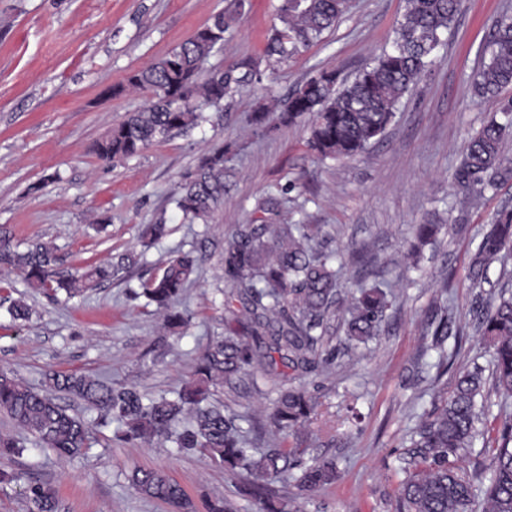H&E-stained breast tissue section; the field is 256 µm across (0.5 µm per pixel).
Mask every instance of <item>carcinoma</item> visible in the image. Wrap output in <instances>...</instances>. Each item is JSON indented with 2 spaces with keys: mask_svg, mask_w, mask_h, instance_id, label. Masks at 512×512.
Here are the masks:
<instances>
[{
  "mask_svg": "<svg viewBox=\"0 0 512 512\" xmlns=\"http://www.w3.org/2000/svg\"><path fill=\"white\" fill-rule=\"evenodd\" d=\"M393 44L363 66L350 83L339 82L334 70H317L299 85L280 116L284 124L311 117L309 146L322 159L349 160L380 140L396 118L402 99L435 66L443 37L451 30L461 0H404ZM234 10L219 13L157 62L132 70L126 87L147 92L151 100L129 112L93 147L94 154L110 161L137 155L173 133L196 125L207 107L217 106L235 87L253 81L254 69L206 73L203 66L235 20ZM348 9V0H280L279 24L268 33L266 61L278 64L317 44L336 26ZM488 61L474 73L476 96L497 101L482 126L473 132L453 173L457 193L476 203L487 190L512 182V157L503 145L512 137V98L500 99L512 85V15L494 23L486 49ZM224 150L207 156L184 176L175 197L176 207L189 221L207 222L224 202ZM440 230L438 224H419L408 256L418 265L423 248ZM319 227L313 224H243L224 241V335L206 346L196 366L173 396H146L134 387H115L86 374L52 371L42 389L27 384L18 374L0 370V412L32 438L34 444L63 458L82 457L92 447L93 426L119 424L116 439L123 443L170 442L181 453L198 451L232 474H243L261 512H287L288 473L302 469L297 487L315 491L336 481V461L303 455L318 420V402L298 385L280 387L268 413L269 440L250 436L240 422L250 416L227 411L219 390L257 387V374L277 373L278 364L296 377L318 365H328L336 349L323 350L330 339L331 322L340 304L338 271L313 242ZM512 259V209L500 210L470 253L467 277L476 286L487 282L488 271ZM139 261L135 252L90 264L80 270L64 266L51 240L37 239L21 249L0 235V271L18 274L34 291L48 296L81 297L119 280ZM198 273L197 259L175 251L162 272L140 282L139 295L163 314L165 328L176 331L187 323L177 309L186 288ZM396 301L379 284L360 285L347 300L345 340L350 346L366 344L379 335L386 311ZM426 332L432 347L442 348L452 333L454 317L448 310V279L435 289ZM14 321L30 320L32 308L23 299L10 301ZM493 356V388L512 396V289H502L479 318ZM482 370L459 373L451 395L436 392L433 409L412 432L409 460L398 487L397 512H512V423L504 424L493 439L488 459L477 463L472 476L457 465L460 452L473 446L476 423L488 408ZM64 394L96 412L87 421L57 402ZM26 442L0 436V456L21 455ZM285 484L282 491L272 487ZM131 488L141 496L182 509L193 507L184 488L156 469H136ZM28 512H58L54 488L34 484L26 489Z\"/></svg>",
  "mask_w": 512,
  "mask_h": 512,
  "instance_id": "carcinoma-1",
  "label": "carcinoma"
}]
</instances>
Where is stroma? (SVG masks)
<instances>
[{
	"label": "stroma",
	"instance_id": "stroma-1",
	"mask_svg": "<svg viewBox=\"0 0 512 512\" xmlns=\"http://www.w3.org/2000/svg\"><path fill=\"white\" fill-rule=\"evenodd\" d=\"M233 0H0V230L12 243L53 241L69 267L141 249L126 280L84 298L54 301L32 292L21 277L0 282V299L25 298L30 322H13L0 308V370L17 371L40 386L50 370L99 376L154 396L180 388L201 351L224 333L221 252L238 225L316 224L325 250H341L342 292L381 277L397 296L381 332L368 346L344 348L342 323L331 329L336 357L308 373L303 384L319 402L308 456L335 459L334 484L300 492L295 512H395L409 436L432 408L430 383L454 387L462 368L491 375L488 344L473 315L490 286L466 276L468 255L494 214L512 207V183L463 204L452 184L468 136L491 107L470 80L485 60L493 19L512 14V0H463L436 65L403 100L385 137L353 160H318L307 148L308 120L279 122L289 94L312 72L333 69L352 78L390 48L404 0H350L320 43L288 62L263 56L277 22L279 0H246L242 17L209 57V70L259 63L260 81L225 96L198 125L119 163L99 160L94 143L126 113L143 108L149 93L125 88L128 73L169 52ZM121 94H114V87ZM266 107L270 132L253 130L251 116ZM231 144L224 202L208 223H189L173 202L184 175L215 147ZM165 222L169 235L142 248L144 225ZM444 224L445 235L426 246L418 266L407 257L415 227ZM199 258L183 306L181 334L136 291L139 277L158 273L168 254ZM448 282V303L463 330L447 340L459 354L447 373L423 334L434 285ZM136 468L163 471L195 507L221 495L238 512H258L242 477L199 454L169 444L125 445L112 428L93 431L87 456L60 459L30 449L0 458V470L21 473L0 484V512H27L26 485L58 493V512H174L133 493Z\"/></svg>",
	"mask_w": 512,
	"mask_h": 512
}]
</instances>
